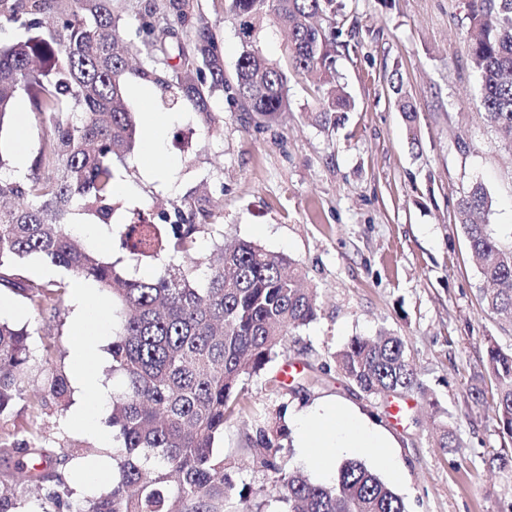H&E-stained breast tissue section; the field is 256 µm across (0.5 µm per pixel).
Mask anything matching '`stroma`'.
<instances>
[{"label":"stroma","mask_w":512,"mask_h":512,"mask_svg":"<svg viewBox=\"0 0 512 512\" xmlns=\"http://www.w3.org/2000/svg\"><path fill=\"white\" fill-rule=\"evenodd\" d=\"M342 40L336 80L355 101L337 125L323 128L314 85L289 75V108L269 128L226 99H216L210 117L171 106L159 87L148 98L130 97L140 126L153 112L170 115L163 146L171 181L149 177L137 156L118 165L121 216L133 211L187 207L209 198L215 217L197 235L195 255L214 245L243 239L289 256L302 267L306 285L319 298L315 321L289 337L280 355L248 383L241 410L215 443L224 453V472L248 492L252 512H285L268 475L253 458L255 419L286 422L307 408L337 401L376 421L392 448L362 452V460L400 495L407 512H512V465L492 463L493 452L512 454L492 400L495 386L485 372L487 340L512 347V320L488 314L480 302L481 277L455 223L457 201L481 182L493 199L489 222L503 245L512 244V145L487 123L477 102L478 77L470 62L469 0H343ZM208 21L224 39L226 72L239 55L234 24L224 0H201ZM399 74L418 112L408 131L390 89ZM41 128L29 112L15 113L0 147L33 158ZM223 194H216V183ZM84 244L118 263L132 278L148 279L158 265L128 261L108 251L106 227L86 226ZM50 281L69 286L55 307L33 315L23 298L0 292L9 307L0 319L35 329L33 358L42 355L40 331L58 339L60 368L71 384L64 411L43 418L48 437L81 457L60 464L72 477L75 501L103 487L76 478V468L109 462L113 441L72 422L86 402L69 355L76 324L74 288L81 279L52 267ZM388 331L400 336L418 378L439 403L438 413L419 394L392 416L393 394L367 395L338 371L319 374L352 337ZM481 390L475 403L472 390ZM447 424L459 442L436 446V427Z\"/></svg>","instance_id":"35a3bbf8"}]
</instances>
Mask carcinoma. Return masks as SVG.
Wrapping results in <instances>:
<instances>
[{"label": "carcinoma", "mask_w": 512, "mask_h": 512, "mask_svg": "<svg viewBox=\"0 0 512 512\" xmlns=\"http://www.w3.org/2000/svg\"><path fill=\"white\" fill-rule=\"evenodd\" d=\"M119 0H0V134L21 103L37 116L42 144L26 173L5 174L0 149V288L20 295L41 315L63 283L24 279L14 269L29 258L61 267L112 291V481L74 512H225L234 485L214 447L240 407L247 381L278 355L288 336L318 315L316 295L302 287L294 261L251 241L222 244L198 266L167 265L149 280L129 279L85 247L77 222L115 230L136 262L195 250L200 226L213 218L201 202L186 209L135 212L114 223V160L134 152L141 137L130 108L131 80L173 93L181 107L209 115L219 92L231 105L269 126L288 111V71L319 93L316 120L336 125L355 103L330 79L335 63L336 0H224L240 54L233 76L224 69V40L204 19L199 0H141L138 23L119 36ZM287 32L280 56L258 45ZM470 61L479 77L478 102L487 121L512 144V0H471ZM392 91L409 131L417 112L401 79ZM458 225L480 261L481 299L493 313L512 314V248L492 235V199L472 185L457 203ZM27 327L0 322V455L21 454L16 469L43 491V512H63L73 489L42 431L47 410L63 406L65 374L46 337L41 385L29 389ZM335 366L363 393L406 395L420 388L403 340L391 333L355 336L333 355ZM497 392V421L512 438V350L487 348ZM29 410L24 426H8L15 405ZM290 439L285 423L259 426L257 464L288 512H406L402 497L359 459H346L328 482L303 470L283 471L277 452ZM19 491L0 489V512H18Z\"/></svg>", "instance_id": "1"}]
</instances>
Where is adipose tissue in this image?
I'll return each mask as SVG.
<instances>
[{
  "label": "adipose tissue",
  "instance_id": "obj_1",
  "mask_svg": "<svg viewBox=\"0 0 512 512\" xmlns=\"http://www.w3.org/2000/svg\"><path fill=\"white\" fill-rule=\"evenodd\" d=\"M76 341L72 361L82 391L97 404H105L108 392L92 370L97 357L96 338L86 313L89 307L101 306L102 300L94 289H77ZM296 445L302 455L325 476L336 472L337 451H362L368 448H387L391 441L385 431L363 416L347 412L339 403L318 404L296 418Z\"/></svg>",
  "mask_w": 512,
  "mask_h": 512
}]
</instances>
